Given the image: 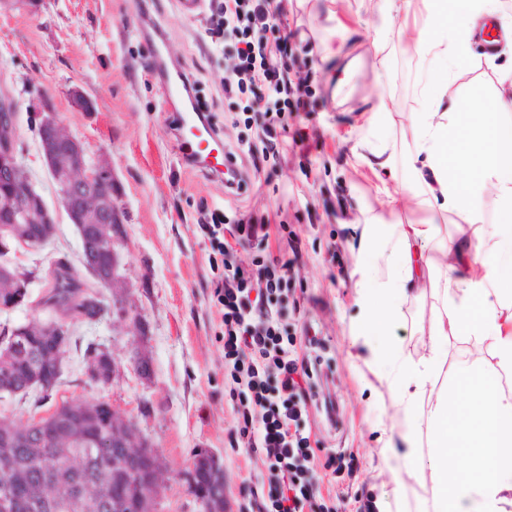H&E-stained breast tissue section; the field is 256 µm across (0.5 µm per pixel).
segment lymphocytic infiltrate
Here are the masks:
<instances>
[{
	"label": "lymphocytic infiltrate",
	"mask_w": 512,
	"mask_h": 512,
	"mask_svg": "<svg viewBox=\"0 0 512 512\" xmlns=\"http://www.w3.org/2000/svg\"><path fill=\"white\" fill-rule=\"evenodd\" d=\"M268 0H208L205 33L232 40L237 58L224 77V95L251 94L250 111L264 122L258 141L273 150L277 131L288 115L304 111L306 103L273 55L287 57V36L269 38L274 15ZM217 260L214 305L224 325V367L237 421L234 442L250 452L265 453L269 465L263 478L242 481L238 512H339L326 504L313 479L317 464L332 468L335 457L320 459L306 434L309 394L316 368L299 355L283 322L284 304L292 292L288 265L255 262L241 266L225 233L238 243L264 245L267 224L250 217L228 219L215 210L204 227Z\"/></svg>",
	"instance_id": "f902f5d3"
}]
</instances>
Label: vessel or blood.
I'll list each match as a JSON object with an SVG mask.
<instances>
[{"instance_id": "1", "label": "vessel or blood", "mask_w": 512, "mask_h": 512, "mask_svg": "<svg viewBox=\"0 0 512 512\" xmlns=\"http://www.w3.org/2000/svg\"><path fill=\"white\" fill-rule=\"evenodd\" d=\"M161 81L168 101H180L184 104L182 111L175 115L174 138L180 161L196 165L213 176L223 174L228 165L224 144L214 135L208 122L193 105L186 103L185 85L180 74L164 73Z\"/></svg>"}]
</instances>
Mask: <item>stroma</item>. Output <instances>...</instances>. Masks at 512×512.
<instances>
[{
	"instance_id": "35a3bbf8",
	"label": "stroma",
	"mask_w": 512,
	"mask_h": 512,
	"mask_svg": "<svg viewBox=\"0 0 512 512\" xmlns=\"http://www.w3.org/2000/svg\"><path fill=\"white\" fill-rule=\"evenodd\" d=\"M374 0H289L282 22L295 32L293 55L286 65L293 82L308 91L307 107L288 115L289 132L280 136L277 156H244L245 191L227 193L222 181L198 168L181 165L167 127L160 80L151 73L156 49L168 66L192 73L224 143L256 138L255 127L242 121L249 95L228 100L223 84L231 55L205 34L203 16L180 14L172 0H42L38 12L0 11V90L17 103L19 144L30 180L56 208L54 238L22 252L20 262L32 274L25 302L0 313V330L43 314L47 278L61 261L78 275L89 295L109 305L112 293L100 287L81 262L75 225L62 210L57 189L38 149L34 131V89L48 92L60 120L82 141L90 157L106 155L117 180L116 191L126 212L123 254L133 303L147 331L152 358L151 380H142L129 361L137 336L113 323L109 314L70 320V343L58 387L50 398L39 392L0 399V416L17 422L50 414L57 404L110 403L134 418L153 443L163 466L158 512H195L189 473L197 449L217 455L224 468L225 512H238L243 478L266 472L263 453L232 450L235 426L230 384L224 376L221 318L211 301L215 287L209 264L210 242L199 224L204 209L243 213L268 222L266 249L237 246L238 263L246 268L271 255L292 260V286L300 305L288 316L297 351H304V331L315 332L323 345V380L315 392L330 394L336 421L322 408L309 406L307 427L325 453L353 456V469L319 471L323 494L336 498L341 512H359L363 497L377 498L384 512H425L430 492L409 484L396 496L380 468V450L372 422L378 409H390L385 385L375 393L363 388L369 370L348 355L349 330L357 309L352 272L357 262L353 225L368 212L408 223L416 215L390 211L385 188L405 179L411 145V117L424 101L417 85L427 62L413 55L408 39L373 43L377 21ZM335 22H328V14ZM333 39L343 46L331 62H322L318 46ZM386 75L376 80L378 64ZM512 67V48L500 47L487 62L480 42H473L464 64L438 71L448 94L477 106L479 94L495 85L499 70ZM79 89L94 109L76 111L71 89ZM386 102L390 114L380 123L395 162L392 174H374L358 162L352 149L365 113ZM320 134L322 148L302 154L292 131ZM111 348L120 364L112 384L100 387L86 373L88 348Z\"/></svg>"
}]
</instances>
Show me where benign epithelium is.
Listing matches in <instances>:
<instances>
[{
    "label": "benign epithelium",
    "mask_w": 512,
    "mask_h": 512,
    "mask_svg": "<svg viewBox=\"0 0 512 512\" xmlns=\"http://www.w3.org/2000/svg\"><path fill=\"white\" fill-rule=\"evenodd\" d=\"M43 111L37 113V136L40 154L56 185L61 204L70 223L74 224L82 245L83 265L94 279L112 289L114 304L109 314L127 330L140 336V346L130 361L140 376L149 380L152 362L146 350L147 333L142 316L131 300L126 276V263L117 245L123 240L125 211L115 191V179L110 162L102 154L88 157L80 140L52 111L50 97L37 91ZM57 213L30 181L26 164L18 150L17 112L14 99L0 92V312H11L21 305L30 288V274L9 254L13 250L38 249L56 233ZM33 336H52L55 348V377H60L67 354L70 327L63 321L30 319L3 333L0 337V357L9 359L24 350ZM87 374L91 381L108 386L120 371V366L107 347H96L86 355ZM85 403H68L67 414L54 410L55 417L35 418L22 428L0 433V512H84L88 493L96 491L97 503L112 504V512H157V499L163 479V469L154 455L152 442L137 423L104 403L112 417L107 446L114 450L127 467H145L144 481L117 496L107 482H88L80 477L83 467L93 456L86 450L74 457L70 449H59L56 468L47 480L29 485L10 465L13 437L30 430L42 429L51 420L47 431L49 444L56 447L63 441L83 439L85 422L77 421L78 408ZM198 474L206 475L212 487L209 495L195 497L197 512H222L225 497L224 472L218 458L206 449L196 451Z\"/></svg>",
    "instance_id": "benign-epithelium-1"
}]
</instances>
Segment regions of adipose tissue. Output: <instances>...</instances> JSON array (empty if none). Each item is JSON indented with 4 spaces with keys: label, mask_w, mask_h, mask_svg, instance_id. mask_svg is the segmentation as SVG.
<instances>
[{
    "label": "adipose tissue",
    "mask_w": 512,
    "mask_h": 512,
    "mask_svg": "<svg viewBox=\"0 0 512 512\" xmlns=\"http://www.w3.org/2000/svg\"><path fill=\"white\" fill-rule=\"evenodd\" d=\"M490 2L421 0L413 52L461 64ZM419 94L430 106L412 115L409 178L389 202L420 217L360 225L350 346L393 395V413L375 424L391 482L428 487V512H512V390L500 383L512 374V69L477 109L449 111L447 81L429 73ZM387 113L379 104L356 143L375 172L393 168L374 131ZM439 212L457 215L468 235L443 238ZM428 294L433 317L408 323L409 307ZM405 323L409 347L393 333ZM452 337L470 345L453 376Z\"/></svg>",
    "instance_id": "obj_1"
}]
</instances>
